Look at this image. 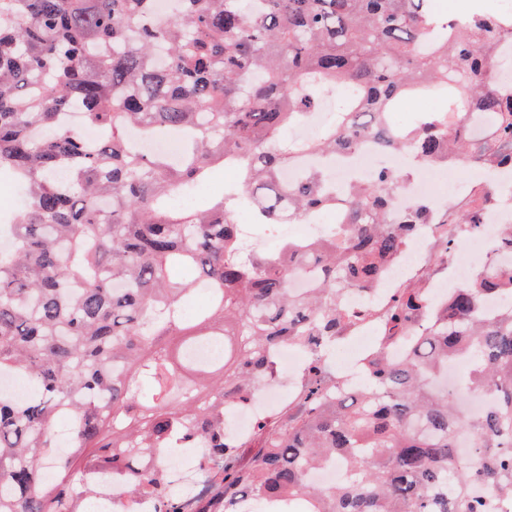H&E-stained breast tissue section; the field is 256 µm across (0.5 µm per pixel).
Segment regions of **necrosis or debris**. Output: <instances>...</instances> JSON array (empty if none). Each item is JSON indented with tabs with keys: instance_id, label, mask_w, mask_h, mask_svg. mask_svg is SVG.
Listing matches in <instances>:
<instances>
[{
	"instance_id": "4bbe7bcc",
	"label": "necrosis or debris",
	"mask_w": 512,
	"mask_h": 512,
	"mask_svg": "<svg viewBox=\"0 0 512 512\" xmlns=\"http://www.w3.org/2000/svg\"><path fill=\"white\" fill-rule=\"evenodd\" d=\"M402 158L401 151L380 148L366 139L353 153L330 158L327 168L332 185L341 195L367 180L380 166L396 165ZM444 197V185L435 169L430 168L420 179L404 184L394 198V206L404 213L425 202H441ZM505 220L501 205L488 208L479 231L464 236L461 245L448 255L437 249L445 231L444 225L437 221L423 225L417 233L407 237L399 251L391 256L373 288L343 294L340 303L345 309L368 307L372 313L350 323L340 336L339 342L343 345L353 338L364 339L365 344L356 349L346 363L331 370L328 391L357 388L371 362L380 354L402 356L408 345L407 339L390 335L382 319L396 291L406 287L410 280L421 278L428 308L441 307L459 286L492 259L488 246L502 236ZM329 356V351L306 340L292 341L275 348L272 376L262 382L246 401L229 406L231 424L227 429L228 436L238 442L251 436L258 422L287 417L305 392L309 361L315 358L325 360ZM203 462L202 451L198 448L169 457L166 473L172 491L185 500H195L199 494L195 476L201 471ZM122 505L126 506L127 512H158V504L150 496L121 501L112 487L110 476L101 474L92 502L93 512H117Z\"/></svg>"
}]
</instances>
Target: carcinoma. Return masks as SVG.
Masks as SVG:
<instances>
[{
  "label": "carcinoma",
  "instance_id": "cac0c4a2",
  "mask_svg": "<svg viewBox=\"0 0 512 512\" xmlns=\"http://www.w3.org/2000/svg\"><path fill=\"white\" fill-rule=\"evenodd\" d=\"M431 0H0V169L25 195L0 223V375L26 384L22 400L0 389V512H82L100 472L128 500L158 497L159 512H497L512 502V303L477 315L489 294L512 297V269L490 262L425 325L416 287L386 312L412 336L407 355L382 358L364 388L330 400L327 368H308L305 399L288 427L257 425L247 465L227 445L225 408L273 371L270 351L308 338L328 343L354 313L344 292L369 287L408 234L434 218L425 203L398 214L407 179L385 166L347 191L336 229L290 240L277 254L241 251L234 212L243 196L270 230L336 208L328 171L283 172L304 154L357 149L372 138L415 160L512 170V81L487 89L490 63L512 56V11L474 12L463 24ZM348 89L349 109L305 144L302 125L327 90ZM436 93L442 107L404 129L391 116ZM80 111L100 131L90 141L64 124ZM490 112L480 138L470 115ZM172 133L177 163L131 141ZM234 165V187L190 208L171 198ZM65 167L69 180L55 173ZM492 192L469 207L442 204L450 253L480 228ZM317 287L291 291L292 272ZM211 303L181 314L195 287ZM201 341L221 353L197 362ZM465 354L469 390L495 404L469 424L474 450L458 452L459 393L429 384ZM70 424L72 451H55L53 427ZM170 448H202L206 492L195 504L168 493ZM153 457V464L143 459ZM342 459L348 483L324 489L310 468ZM46 470L56 475L42 481Z\"/></svg>",
  "mask_w": 512,
  "mask_h": 512
}]
</instances>
